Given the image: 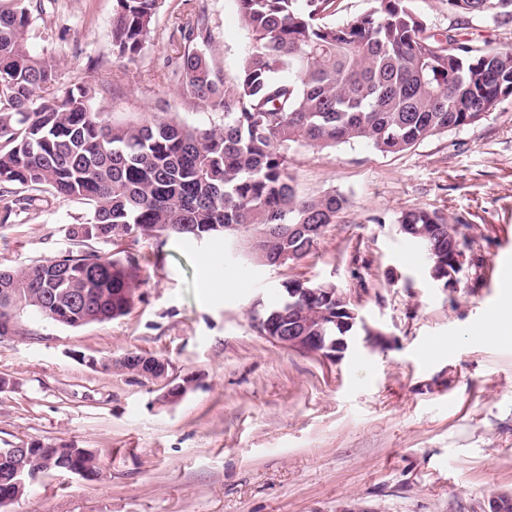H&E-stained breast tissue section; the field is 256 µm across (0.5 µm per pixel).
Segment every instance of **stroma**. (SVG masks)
Listing matches in <instances>:
<instances>
[{"label":"stroma","instance_id":"1","mask_svg":"<svg viewBox=\"0 0 512 512\" xmlns=\"http://www.w3.org/2000/svg\"><path fill=\"white\" fill-rule=\"evenodd\" d=\"M113 0H44L28 46L59 57L62 86L112 83L116 118L172 112L221 125L222 111L188 96L173 74L177 24L206 10L214 67L232 78L249 48L237 0H164L143 53L112 56ZM431 30L512 43V19H467L448 0H411ZM299 195L345 196L349 206L305 258L264 266L231 253L223 236L165 244L102 240L132 250L140 299L122 317L83 327L35 314L0 336V448L96 452L97 477L55 472L0 512H490L512 495V338L472 332L503 298L512 254V98L478 123L389 154L365 143L296 148ZM438 209L474 240L457 288L437 286L402 212ZM85 205L48 197L0 228V270L77 250L68 229ZM332 283L377 348L355 336L333 362L262 336L254 315L284 282ZM142 351L189 382L177 403L165 381L87 365Z\"/></svg>","mask_w":512,"mask_h":512}]
</instances>
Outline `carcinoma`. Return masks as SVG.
I'll return each instance as SVG.
<instances>
[{"mask_svg": "<svg viewBox=\"0 0 512 512\" xmlns=\"http://www.w3.org/2000/svg\"><path fill=\"white\" fill-rule=\"evenodd\" d=\"M0 6V224L49 193L87 206L72 240L204 241L228 230L254 241L277 266L293 251L308 255L348 204L340 194L302 198L288 152L367 142L396 154L426 138L484 119L512 96V46L440 37L408 6L375 0L368 13L329 23L337 0H237L250 46L232 81L195 47L209 40L206 17L179 24V74L193 98L224 112L221 126H189L170 114L117 122L106 105L108 82L58 92V61L27 48L43 0ZM162 0H115L112 56L133 61L149 42ZM463 17H512V0H448ZM403 234L426 246L430 278L456 287L459 225L425 208L402 213ZM137 255L66 251L0 273V290L43 319L69 327L126 315L138 298ZM343 313L312 302H280L265 311L303 322L329 342L355 336ZM90 479L99 457L74 445L25 464L24 485L0 483V506L20 498L45 471Z\"/></svg>", "mask_w": 512, "mask_h": 512, "instance_id": "1", "label": "carcinoma"}]
</instances>
